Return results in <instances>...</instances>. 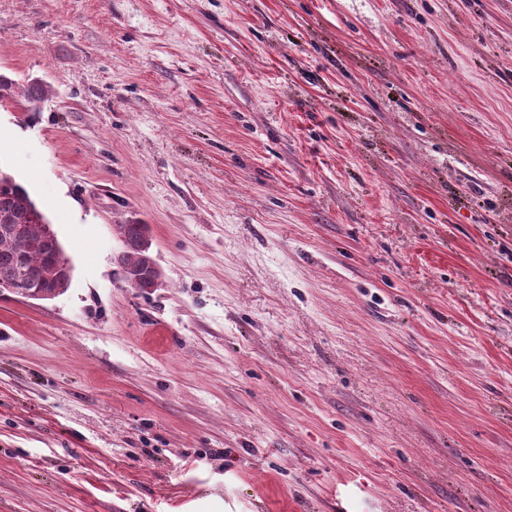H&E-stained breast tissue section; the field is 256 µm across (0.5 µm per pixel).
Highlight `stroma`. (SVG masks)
<instances>
[{
	"mask_svg": "<svg viewBox=\"0 0 512 512\" xmlns=\"http://www.w3.org/2000/svg\"><path fill=\"white\" fill-rule=\"evenodd\" d=\"M0 77V512H512V0H0ZM1 183L5 185L1 186ZM41 210L30 199L27 192L18 184L10 181L1 182L0 174V288L12 284L7 290L26 299L47 300L60 295L64 288L59 285H48L30 289L28 280L33 284L51 281L56 278L60 267L67 263L62 249L42 241V224L46 240L58 247V239ZM13 224H27V235L24 238L15 237L9 228ZM23 269L27 276L20 273ZM15 280V281H14ZM145 224H120L124 235L131 240L137 239L141 236L143 230L145 229ZM117 234L119 235L124 248L128 246H133L141 251H149L151 247V240L148 234L143 235L141 238L131 242L127 240L119 230V226L116 227ZM139 250H128L125 252L123 257L120 259L121 254L119 253L115 259L117 261L120 260V267L123 270L124 277L126 274H131L136 271L139 267H141L147 260V258L152 257L149 255V252H141ZM129 283L141 291L152 292L162 285V275L159 268L154 263H150L129 276Z\"/></svg>",
	"mask_w": 512,
	"mask_h": 512,
	"instance_id": "obj_1",
	"label": "stroma"
}]
</instances>
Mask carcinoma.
<instances>
[{
    "instance_id": "cac0c4a2",
    "label": "carcinoma",
    "mask_w": 512,
    "mask_h": 512,
    "mask_svg": "<svg viewBox=\"0 0 512 512\" xmlns=\"http://www.w3.org/2000/svg\"><path fill=\"white\" fill-rule=\"evenodd\" d=\"M35 209L21 186L11 180L0 185V288L13 283L21 269L33 284L51 281L66 264L63 251L42 241L41 226L32 218ZM147 258L146 252L128 250L120 267L129 275Z\"/></svg>"
}]
</instances>
